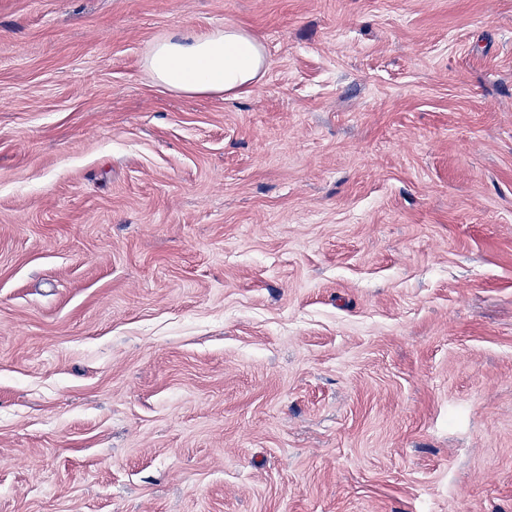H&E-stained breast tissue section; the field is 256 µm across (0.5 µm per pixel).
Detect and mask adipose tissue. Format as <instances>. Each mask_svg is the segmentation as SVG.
I'll list each match as a JSON object with an SVG mask.
<instances>
[{
	"label": "adipose tissue",
	"instance_id": "1",
	"mask_svg": "<svg viewBox=\"0 0 512 512\" xmlns=\"http://www.w3.org/2000/svg\"><path fill=\"white\" fill-rule=\"evenodd\" d=\"M266 66L262 44L234 26L203 35L171 34L154 45L146 60L157 82L188 95L237 92L254 84Z\"/></svg>",
	"mask_w": 512,
	"mask_h": 512
}]
</instances>
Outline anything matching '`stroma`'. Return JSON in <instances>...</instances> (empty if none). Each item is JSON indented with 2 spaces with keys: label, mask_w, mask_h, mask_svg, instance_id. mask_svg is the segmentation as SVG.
<instances>
[{
  "label": "stroma",
  "mask_w": 512,
  "mask_h": 512,
  "mask_svg": "<svg viewBox=\"0 0 512 512\" xmlns=\"http://www.w3.org/2000/svg\"><path fill=\"white\" fill-rule=\"evenodd\" d=\"M0 512H512V0H0ZM266 66L263 45L235 26L203 35L173 33L158 41L146 59L157 82L188 95L235 93L254 84Z\"/></svg>",
  "instance_id": "35a3bbf8"
}]
</instances>
